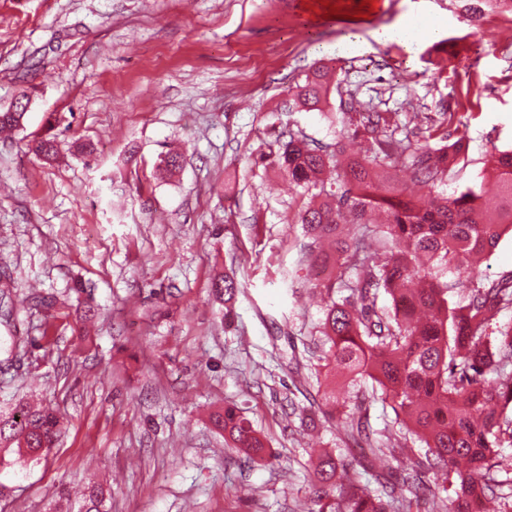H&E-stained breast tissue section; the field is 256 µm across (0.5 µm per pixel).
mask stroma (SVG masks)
Segmentation results:
<instances>
[{
    "mask_svg": "<svg viewBox=\"0 0 512 512\" xmlns=\"http://www.w3.org/2000/svg\"><path fill=\"white\" fill-rule=\"evenodd\" d=\"M301 2L0 0V109L31 99L23 131L0 138V408L40 399L64 416L40 460L0 467V512H45L56 489L102 478L108 512H306L310 450L346 447L337 419L313 430L289 413L348 381L306 367L322 304L281 277L310 239L287 180L253 159L275 130L334 141L345 91L372 112L454 113L466 162L441 189L480 184L512 147V14L476 33L450 0H377L354 24ZM413 4L445 23L444 42L372 38ZM348 33L361 47L341 56L327 110H289V89ZM47 134L50 163L29 148ZM78 139L91 157L71 154ZM172 147L183 164L164 178ZM220 275L239 284L224 306ZM77 281L97 310L88 332ZM35 293L55 307L30 309ZM227 405L273 463L213 429Z\"/></svg>",
    "mask_w": 512,
    "mask_h": 512,
    "instance_id": "35a3bbf8",
    "label": "stroma"
}]
</instances>
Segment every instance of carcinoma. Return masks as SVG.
<instances>
[{
  "mask_svg": "<svg viewBox=\"0 0 512 512\" xmlns=\"http://www.w3.org/2000/svg\"><path fill=\"white\" fill-rule=\"evenodd\" d=\"M469 20L488 11L512 13V0H452ZM329 67L313 69L293 90L295 106L327 102ZM354 98L334 113L336 140L322 144L301 131L280 132L256 163L278 170L299 192L296 223L330 250L301 252L298 266L327 276L310 282L327 296L318 324V360L351 375L338 414L346 434L365 444L357 469L343 452L321 454L311 475L308 512H512V276L487 279L477 262L512 233V149L495 156L493 191L467 187L425 202L388 180L400 165L434 186L458 164L448 153L454 113L417 125L416 112H363ZM25 113L0 112L1 131L23 129ZM401 131L404 136L396 137ZM359 139L363 153L346 154ZM56 158L59 142L32 147ZM235 279L219 276L211 294L233 297ZM390 404L395 420L370 425L367 405ZM232 447L253 462H269L267 441L235 406L212 418ZM63 424L49 406L18 405L0 413V466L6 456H37ZM443 485H427L429 474ZM407 488L396 495L395 481ZM103 488L89 489L78 509L61 489L48 512H102Z\"/></svg>",
  "mask_w": 512,
  "mask_h": 512,
  "instance_id": "carcinoma-1",
  "label": "carcinoma"
}]
</instances>
